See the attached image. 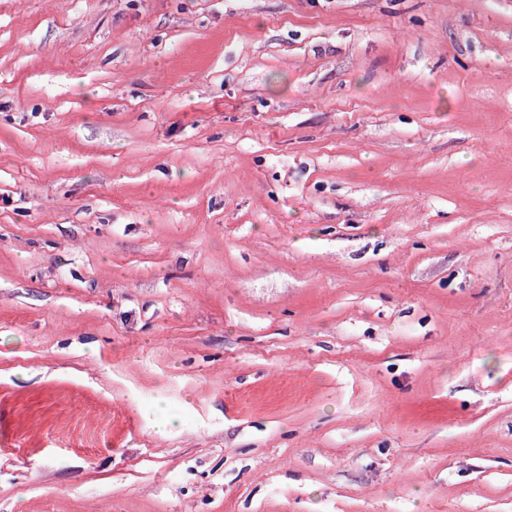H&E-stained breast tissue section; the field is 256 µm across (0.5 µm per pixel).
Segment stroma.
Instances as JSON below:
<instances>
[{
	"label": "stroma",
	"mask_w": 512,
	"mask_h": 512,
	"mask_svg": "<svg viewBox=\"0 0 512 512\" xmlns=\"http://www.w3.org/2000/svg\"><path fill=\"white\" fill-rule=\"evenodd\" d=\"M0 512H512V0H0Z\"/></svg>",
	"instance_id": "obj_1"
}]
</instances>
